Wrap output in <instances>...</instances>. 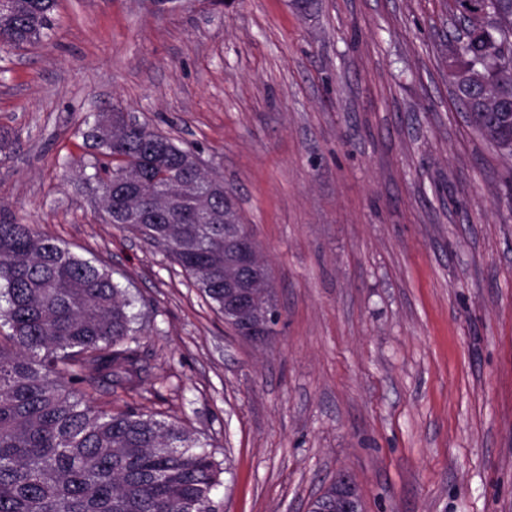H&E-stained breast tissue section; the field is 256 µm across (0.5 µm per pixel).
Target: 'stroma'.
<instances>
[{
    "label": "stroma",
    "mask_w": 512,
    "mask_h": 512,
    "mask_svg": "<svg viewBox=\"0 0 512 512\" xmlns=\"http://www.w3.org/2000/svg\"><path fill=\"white\" fill-rule=\"evenodd\" d=\"M451 0H57L0 57V215L135 301L129 403L212 444L217 512H512V157L448 78ZM114 107L234 192L281 320L257 345L105 223L86 136ZM333 488L331 489V487ZM331 489L334 500L327 501L326 507H334L336 512H362V498L350 478L345 474H338L336 479L326 489Z\"/></svg>",
    "instance_id": "obj_1"
}]
</instances>
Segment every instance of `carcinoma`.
I'll use <instances>...</instances> for the list:
<instances>
[{"instance_id":"cac0c4a2","label":"carcinoma","mask_w":512,"mask_h":512,"mask_svg":"<svg viewBox=\"0 0 512 512\" xmlns=\"http://www.w3.org/2000/svg\"><path fill=\"white\" fill-rule=\"evenodd\" d=\"M56 0H7L0 9V52L38 43L51 30ZM475 44L466 59L494 66L512 56V16ZM473 126L474 96L456 97ZM90 164L103 173L107 213L122 187L117 172L140 164L143 147L165 149L162 166L143 169V197L165 214L130 228L160 246L219 312H224V225L184 212L153 183L185 175L195 202L229 210L232 191L189 167L194 150L149 126L123 129L122 111L98 115ZM127 289L94 261L35 231L21 219L0 221V512H214L220 464L209 444L131 404L97 405L99 385L116 400L138 390L144 367Z\"/></svg>"}]
</instances>
